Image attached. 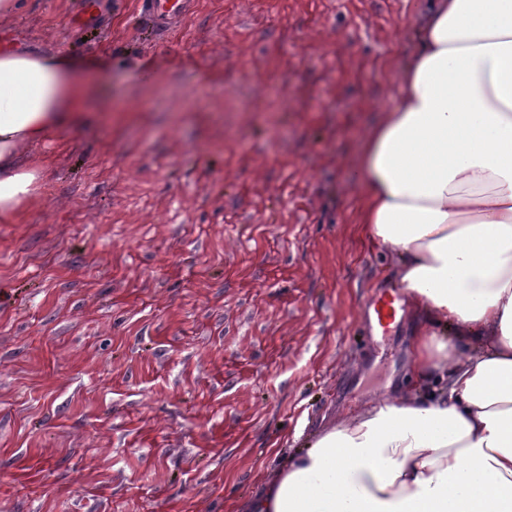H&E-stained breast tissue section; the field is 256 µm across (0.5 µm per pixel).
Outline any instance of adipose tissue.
I'll list each match as a JSON object with an SVG mask.
<instances>
[{"mask_svg": "<svg viewBox=\"0 0 512 512\" xmlns=\"http://www.w3.org/2000/svg\"><path fill=\"white\" fill-rule=\"evenodd\" d=\"M396 102L353 170L359 230L396 260L411 369L439 395L381 394L287 458L244 512H512V0H429ZM87 94L67 61L0 45V221L38 196L28 150Z\"/></svg>", "mask_w": 512, "mask_h": 512, "instance_id": "1", "label": "adipose tissue"}]
</instances>
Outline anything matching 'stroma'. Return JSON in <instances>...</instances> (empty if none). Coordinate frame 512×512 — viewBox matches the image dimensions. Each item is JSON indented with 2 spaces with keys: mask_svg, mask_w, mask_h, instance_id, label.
<instances>
[{
  "mask_svg": "<svg viewBox=\"0 0 512 512\" xmlns=\"http://www.w3.org/2000/svg\"><path fill=\"white\" fill-rule=\"evenodd\" d=\"M23 0L0 43L70 58L83 121L0 223V512H237L408 369L411 311L352 178L425 0ZM145 12L156 21L176 20L188 14L193 0H144Z\"/></svg>",
  "mask_w": 512,
  "mask_h": 512,
  "instance_id": "1",
  "label": "stroma"
}]
</instances>
